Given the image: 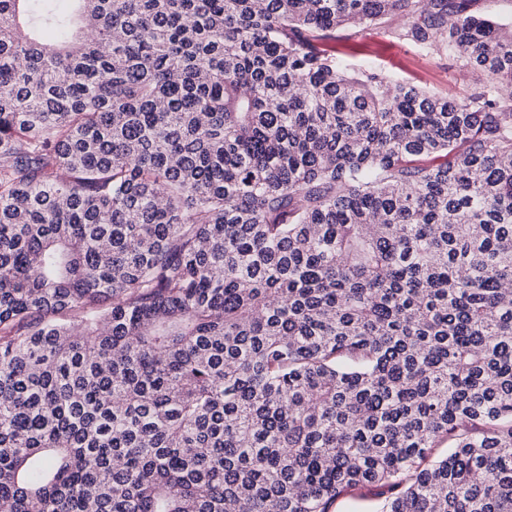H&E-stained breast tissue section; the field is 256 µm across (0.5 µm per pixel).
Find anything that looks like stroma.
Masks as SVG:
<instances>
[{
  "label": "stroma",
  "instance_id": "obj_1",
  "mask_svg": "<svg viewBox=\"0 0 512 512\" xmlns=\"http://www.w3.org/2000/svg\"><path fill=\"white\" fill-rule=\"evenodd\" d=\"M403 24L402 16L391 15L365 29L342 28L334 40L336 54L349 67H373L437 96L461 99L483 85L484 76L461 67L452 53L394 37V29Z\"/></svg>",
  "mask_w": 512,
  "mask_h": 512
}]
</instances>
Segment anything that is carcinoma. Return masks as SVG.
I'll use <instances>...</instances> for the list:
<instances>
[{
	"mask_svg": "<svg viewBox=\"0 0 512 512\" xmlns=\"http://www.w3.org/2000/svg\"><path fill=\"white\" fill-rule=\"evenodd\" d=\"M413 2L0 0V512H512V27ZM405 21L400 15H391L384 23L363 30L345 27L329 44L336 46V55L351 68L373 67L395 81L437 96L461 99L483 85L484 76L461 67L452 53L394 37L393 30ZM375 492L370 487L357 490L354 494L337 500L330 508V512H374L378 503Z\"/></svg>",
	"mask_w": 512,
	"mask_h": 512,
	"instance_id": "cac0c4a2",
	"label": "carcinoma"
}]
</instances>
